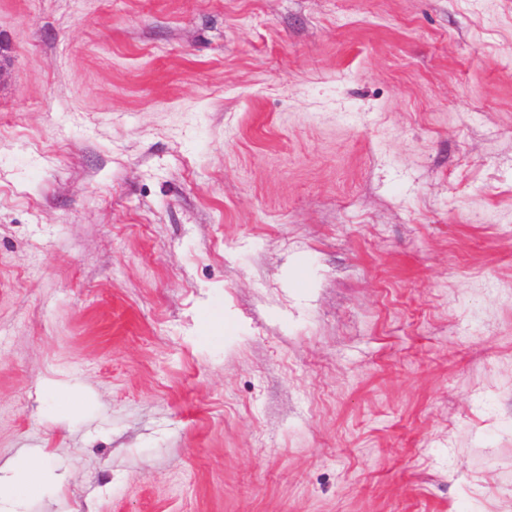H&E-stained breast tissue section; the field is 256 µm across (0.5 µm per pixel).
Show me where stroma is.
<instances>
[{
  "label": "stroma",
  "mask_w": 512,
  "mask_h": 512,
  "mask_svg": "<svg viewBox=\"0 0 512 512\" xmlns=\"http://www.w3.org/2000/svg\"><path fill=\"white\" fill-rule=\"evenodd\" d=\"M0 41L25 512H512V0H0Z\"/></svg>",
  "instance_id": "obj_1"
}]
</instances>
